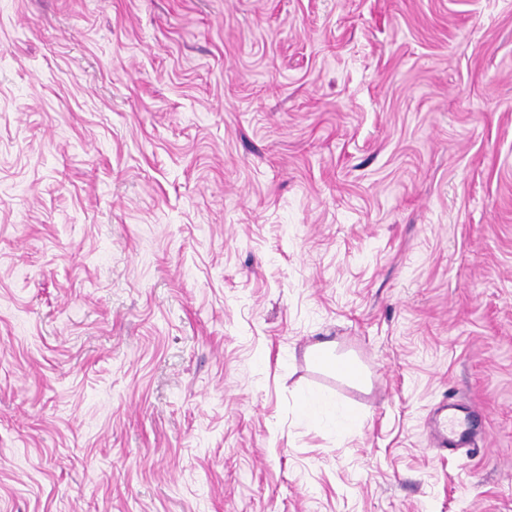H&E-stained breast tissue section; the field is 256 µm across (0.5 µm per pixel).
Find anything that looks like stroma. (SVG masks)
Instances as JSON below:
<instances>
[{"label": "stroma", "instance_id": "1", "mask_svg": "<svg viewBox=\"0 0 512 512\" xmlns=\"http://www.w3.org/2000/svg\"><path fill=\"white\" fill-rule=\"evenodd\" d=\"M0 512H512V0H0ZM318 364L328 369H336L352 382L362 381V372L358 365L349 360L336 357L335 344L324 342L313 348Z\"/></svg>", "mask_w": 512, "mask_h": 512}]
</instances>
